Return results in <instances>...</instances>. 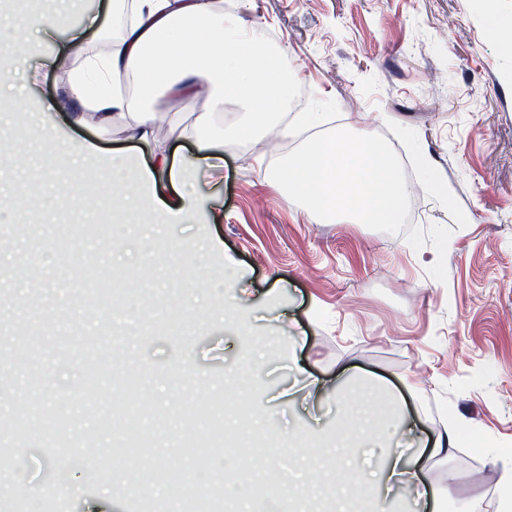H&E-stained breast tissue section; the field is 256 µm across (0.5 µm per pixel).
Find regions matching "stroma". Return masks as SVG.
<instances>
[{"instance_id": "1", "label": "stroma", "mask_w": 512, "mask_h": 512, "mask_svg": "<svg viewBox=\"0 0 512 512\" xmlns=\"http://www.w3.org/2000/svg\"><path fill=\"white\" fill-rule=\"evenodd\" d=\"M70 29L95 21L100 43L118 34L122 0H80ZM226 18L285 51L303 111L325 127L383 135L406 162L412 223L390 235L327 221L295 204L264 168L311 136L297 121L252 140H224L223 181L189 179L201 200L189 224L142 240L136 225L104 223L101 207L63 211L53 199L73 180L87 197L127 157L135 178L155 147L192 159L170 117L211 111L155 95L150 143L104 129L48 64L43 41L20 10L0 12V31L27 40L0 90V126L38 128L55 152L22 145L0 169V199L33 191L18 225L0 224V512H84L111 488L116 512L153 500L177 512L180 489L163 473L191 472L177 447L212 423L241 431L249 471L296 512H369L360 488L343 497L305 480L336 446L339 403L370 402L369 431H345L353 463L379 467L404 427L436 437L461 431L473 447L423 456L447 512H497L512 448V45L490 20L512 26V0H223ZM88 141L97 156L76 157ZM223 220L208 221L212 202ZM127 251L112 256V233ZM192 254L204 299L178 306L168 243ZM111 269L89 272L90 260ZM137 453L124 452L129 435ZM112 439V453L92 450ZM87 452H80V445ZM314 452H307V445Z\"/></svg>"}]
</instances>
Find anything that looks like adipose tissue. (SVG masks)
Listing matches in <instances>:
<instances>
[{
  "label": "adipose tissue",
  "mask_w": 512,
  "mask_h": 512,
  "mask_svg": "<svg viewBox=\"0 0 512 512\" xmlns=\"http://www.w3.org/2000/svg\"><path fill=\"white\" fill-rule=\"evenodd\" d=\"M127 19L119 36L105 49L92 53L88 47L95 31H72L59 58L72 64L69 89L103 127L124 126L130 138L147 140L157 114L144 101L157 91L177 98H194L218 89L215 108L232 98L246 109L244 120L224 131L210 125L209 116L198 118L193 130L177 128L178 137L196 147L193 165L187 166L158 152L155 165L140 172V182L150 192L156 213L191 217L194 198L184 189L192 170H200L212 182L223 177V144L220 134L240 140L255 134L282 117L290 92L293 69L284 52H269L240 32L233 21L219 17L212 0H128ZM124 160L112 159V176L105 179L98 196L114 213L136 220L138 210L126 185ZM417 460L391 449L381 468L362 472L335 463L328 470L336 484L355 483L366 488L397 480L414 484Z\"/></svg>",
  "instance_id": "adipose-tissue-1"
}]
</instances>
